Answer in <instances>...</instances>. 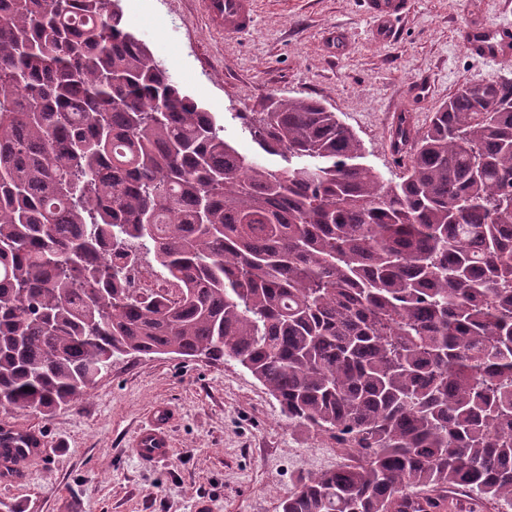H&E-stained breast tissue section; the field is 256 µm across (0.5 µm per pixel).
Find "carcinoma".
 Returning a JSON list of instances; mask_svg holds the SVG:
<instances>
[{"mask_svg":"<svg viewBox=\"0 0 512 512\" xmlns=\"http://www.w3.org/2000/svg\"><path fill=\"white\" fill-rule=\"evenodd\" d=\"M238 117L285 166L224 139L120 0H0V411L132 354L232 361L352 457L281 512L512 505V80L401 118L396 181L318 101ZM141 257L176 297L133 296Z\"/></svg>","mask_w":512,"mask_h":512,"instance_id":"obj_1","label":"carcinoma"}]
</instances>
